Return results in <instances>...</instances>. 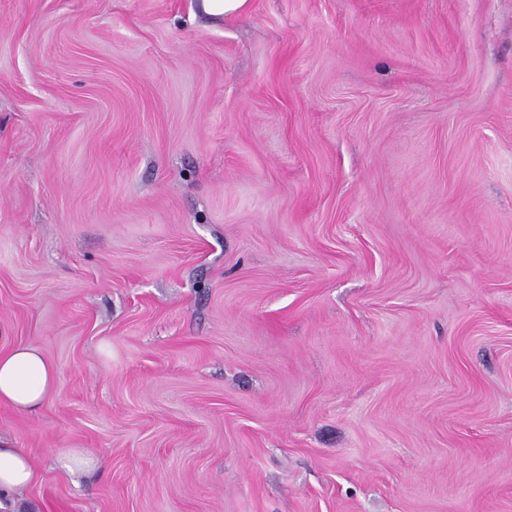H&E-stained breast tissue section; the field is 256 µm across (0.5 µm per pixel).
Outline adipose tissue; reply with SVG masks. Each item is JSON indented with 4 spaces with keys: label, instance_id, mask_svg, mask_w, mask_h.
I'll return each mask as SVG.
<instances>
[{
    "label": "adipose tissue",
    "instance_id": "obj_1",
    "mask_svg": "<svg viewBox=\"0 0 512 512\" xmlns=\"http://www.w3.org/2000/svg\"><path fill=\"white\" fill-rule=\"evenodd\" d=\"M57 366L39 348H0V405L20 413L39 410L55 393ZM37 480V470L23 449L0 436V512H21L18 492Z\"/></svg>",
    "mask_w": 512,
    "mask_h": 512
}]
</instances>
